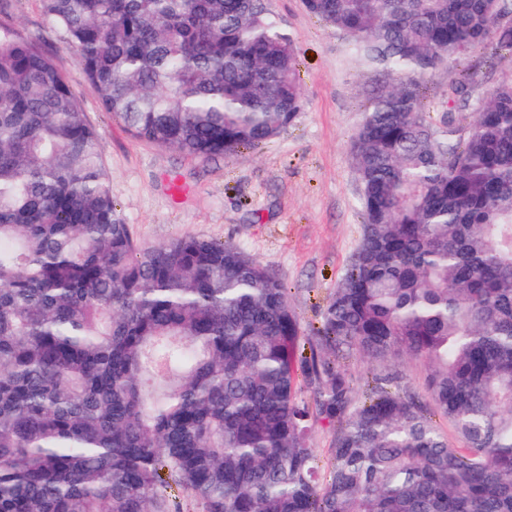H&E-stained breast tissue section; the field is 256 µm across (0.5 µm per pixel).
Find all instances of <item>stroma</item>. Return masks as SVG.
<instances>
[{
    "label": "stroma",
    "mask_w": 512,
    "mask_h": 512,
    "mask_svg": "<svg viewBox=\"0 0 512 512\" xmlns=\"http://www.w3.org/2000/svg\"><path fill=\"white\" fill-rule=\"evenodd\" d=\"M265 4L295 43L303 109L273 140L235 159L202 160L134 137L47 31L41 0H12L4 20L44 35L99 134L112 199L134 236L147 247L195 236L240 248L284 282L310 336L362 238L354 139L385 78L363 70L347 36L304 0Z\"/></svg>",
    "instance_id": "35a3bbf8"
}]
</instances>
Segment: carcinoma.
<instances>
[{"label": "carcinoma", "mask_w": 512, "mask_h": 512, "mask_svg": "<svg viewBox=\"0 0 512 512\" xmlns=\"http://www.w3.org/2000/svg\"><path fill=\"white\" fill-rule=\"evenodd\" d=\"M41 2L139 139L231 159L301 111L264 0ZM305 3L391 78L355 136L363 237L313 336L241 249L138 242L43 36L0 22V512H180L172 483L202 512H512V68L482 95L453 70L512 58V0ZM442 70L461 130L426 109ZM478 61H481V68H480V71L478 74V79H479L480 84L477 87L476 91L478 93H483V92H486L492 86V83L487 78V74H486V72L489 70L487 67L490 64V61H492L496 67L501 68L504 65L510 64V59L500 61L499 59H497L496 57H493L491 55V51L489 49H479L478 48V49L474 50L470 55L465 56V57L461 58L460 60H458L454 64V70L467 69V68L471 67V65L475 64ZM483 64H486V65H483ZM401 377V385L404 388H409L420 395H423L422 381L423 370L421 366L408 359L398 361L397 366L393 368ZM333 429L327 424L320 421L314 423L310 438L309 445L315 449V452L321 459V464L326 463L329 457V448H332Z\"/></svg>", "instance_id": "cac0c4a2"}]
</instances>
